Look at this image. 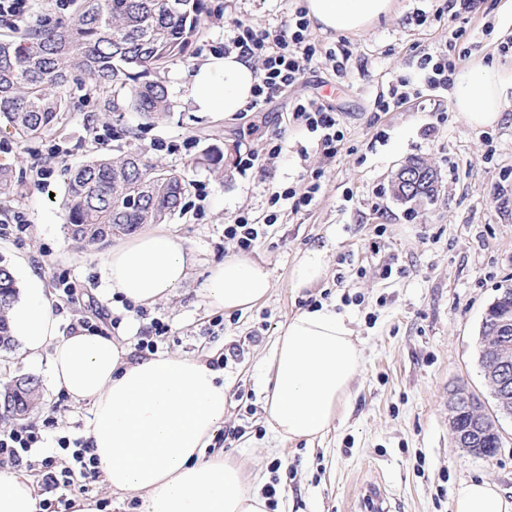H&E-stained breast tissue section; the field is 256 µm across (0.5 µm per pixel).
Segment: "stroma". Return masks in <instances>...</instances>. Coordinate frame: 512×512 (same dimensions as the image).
<instances>
[{
	"label": "stroma",
	"instance_id": "stroma-1",
	"mask_svg": "<svg viewBox=\"0 0 512 512\" xmlns=\"http://www.w3.org/2000/svg\"><path fill=\"white\" fill-rule=\"evenodd\" d=\"M207 3L193 55L159 74L169 93L166 119L148 124L125 111L98 122L105 96L77 72L66 89L64 130L25 143L0 132V167L13 182L0 192V220L19 212L30 226L21 238L11 230L0 235V262L26 257L50 289L59 274H67L77 292L70 300L57 297L54 305L64 327L80 319L97 322L104 310L122 316L115 337L130 347L131 358H138L137 338L155 318L171 328L159 351L205 360L227 356L226 421L210 448L242 461L261 487H275L278 512H367L365 495L374 487L384 491L389 512H453L457 489L481 476L512 498V418L498 415L478 362L484 314L498 288L512 279V89L505 121L485 131L454 112L447 96L374 111L391 75L412 73L413 56L434 50L448 34V0H394L392 11L361 33L311 26L318 52L287 94L230 117L196 112L186 99L184 72L218 54L235 22L272 29L305 0ZM484 8L485 17L467 23L469 36L460 48L467 62L494 61L511 69L512 10L505 0H486ZM419 10L428 17L422 25L415 20ZM330 50L347 54L343 71H333ZM315 96L340 113L344 145L316 202L297 212L282 206L277 223L253 245L251 258L272 275L269 296L251 310L225 315L223 327H215L202 288L210 267L236 249L224 237L225 225L243 212L263 218L271 187L304 189V169L322 164L314 152L301 159L310 135L288 122L294 100ZM100 123L110 131L103 142L92 133ZM131 128L138 139L129 138ZM272 140L282 145L278 158L239 172V153H263ZM155 142L164 143V150H152ZM55 143L64 153L53 162L51 182L35 186L30 168ZM136 148L183 171L191 182L183 210L167 224L190 248L189 277L143 316L107 299L100 251L68 238L63 209L64 168ZM214 148L224 154L218 169L203 160ZM411 158L437 174L434 198L419 205L397 201L391 188L393 174ZM313 247L326 250L327 274L314 287L294 289L291 269ZM386 265L392 274L385 279ZM312 298L349 315L364 366L349 409L324 438L281 442L265 424L262 362L282 326ZM46 368V359L25 358L16 347L0 349L1 380L30 375L42 384L34 419L56 414L72 436H83L86 408L45 388ZM461 387L477 394L495 419L501 445L494 457L471 455L454 439L448 401Z\"/></svg>",
	"mask_w": 512,
	"mask_h": 512
}]
</instances>
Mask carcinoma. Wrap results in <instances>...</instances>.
Listing matches in <instances>:
<instances>
[{
	"instance_id": "obj_1",
	"label": "carcinoma",
	"mask_w": 512,
	"mask_h": 512,
	"mask_svg": "<svg viewBox=\"0 0 512 512\" xmlns=\"http://www.w3.org/2000/svg\"><path fill=\"white\" fill-rule=\"evenodd\" d=\"M207 14L206 0H75L69 19L55 25L37 23L18 36L0 39V128L24 142L63 124L68 110L64 89L72 72L80 71L94 89L116 84L126 88L125 108L149 122L169 112L166 86L151 74L177 59H187ZM420 172L414 195L434 196L436 176L418 158ZM191 186L174 169L153 163L138 149L116 157H100L67 171L65 228L83 247H99L114 236L129 235L147 224H164L180 208ZM18 299L12 269L0 263V347L14 342L8 312ZM512 315V287L491 303L480 330L479 357L485 377L497 384V358L492 349L497 323ZM9 405L0 420L20 422L38 406L37 380L18 379L0 387ZM455 425L479 426V441L495 456L500 437L484 418L478 397L468 396Z\"/></svg>"
}]
</instances>
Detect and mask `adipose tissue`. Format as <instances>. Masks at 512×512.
Segmentation results:
<instances>
[{"label":"adipose tissue","instance_id":"adipose-tissue-1","mask_svg":"<svg viewBox=\"0 0 512 512\" xmlns=\"http://www.w3.org/2000/svg\"><path fill=\"white\" fill-rule=\"evenodd\" d=\"M392 0H306L322 31L358 32L389 13ZM195 111L232 115L258 82L250 60L232 52L187 72ZM512 81L481 63L460 71L450 96L475 128L505 117ZM183 238L157 226L113 245L101 258L109 293L137 306L168 299L188 277ZM272 288L266 266L231 254L214 264L203 298L210 308L245 311ZM13 335L29 355H47L54 389L87 407L85 435L98 457L107 489L136 500L135 512H269L268 500L238 461L209 454L226 418L229 387L207 363L178 353L135 361L113 339L79 329L62 331L42 278L29 273L22 300L10 311ZM363 351L348 317L321 306L288 320L264 363L265 420L282 441H313L330 431L347 408ZM42 498L26 468L0 469V512H42ZM454 512H512L494 481L463 484Z\"/></svg>","mask_w":512,"mask_h":512}]
</instances>
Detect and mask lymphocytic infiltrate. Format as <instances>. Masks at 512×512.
Listing matches in <instances>:
<instances>
[{"label":"lymphocytic infiltrate","mask_w":512,"mask_h":512,"mask_svg":"<svg viewBox=\"0 0 512 512\" xmlns=\"http://www.w3.org/2000/svg\"><path fill=\"white\" fill-rule=\"evenodd\" d=\"M309 25L307 13L302 9L295 11L287 24L274 29L258 31L248 24L236 22L233 37L224 44L225 52L235 51L243 57L262 60L260 81L254 87L250 107L269 101L298 81L306 62L312 61L317 51L310 39ZM465 36L464 28L449 27L447 39L435 50L420 56L416 64L420 79H413L407 74L393 75L388 82L387 93L378 95L375 100L376 110L388 112L401 108L411 100L447 90L459 63L455 49ZM291 119L293 124L314 134V148L325 163L336 158L345 140L343 122L338 113L329 111L319 100L310 98L295 103ZM324 176L323 168L304 174L306 187L301 193L291 187L272 189L268 199L270 211L264 219L257 221L245 213L237 215L231 224L225 225V239L233 241L240 251H250L265 228L276 224L277 205L283 201L290 202L295 212L311 205L322 188ZM58 426V420L50 415L38 424L0 429V462H22L24 454L42 442L44 432ZM57 444L66 451L67 458L62 461L47 456L38 460L36 471L43 483L57 488L75 485L80 491H87L88 481L99 477L91 441L62 436Z\"/></svg>","instance_id":"f902f5d3"}]
</instances>
